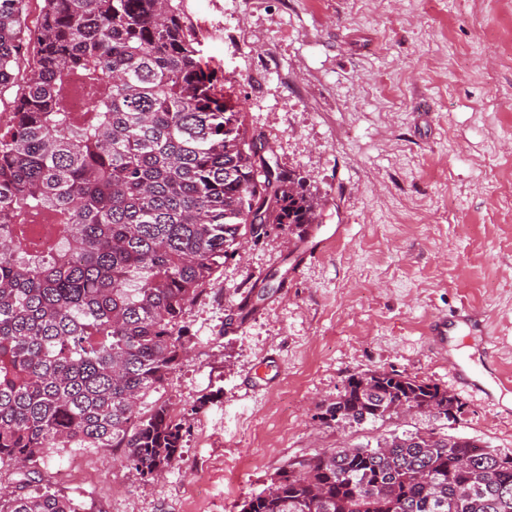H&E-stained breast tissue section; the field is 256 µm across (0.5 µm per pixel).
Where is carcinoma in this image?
Here are the masks:
<instances>
[{"instance_id":"carcinoma-1","label":"carcinoma","mask_w":512,"mask_h":512,"mask_svg":"<svg viewBox=\"0 0 512 512\" xmlns=\"http://www.w3.org/2000/svg\"><path fill=\"white\" fill-rule=\"evenodd\" d=\"M29 3L0 0V91L16 88L0 122V474L16 479L0 512H80L40 461L122 448L145 477L169 467L181 423L146 399L187 354V312L238 239L276 226L301 242L318 201L247 137L181 0H42L33 36ZM402 406L446 422L461 409L375 370L349 377L326 414L344 427ZM240 512H512V451L391 433L288 464Z\"/></svg>"}]
</instances>
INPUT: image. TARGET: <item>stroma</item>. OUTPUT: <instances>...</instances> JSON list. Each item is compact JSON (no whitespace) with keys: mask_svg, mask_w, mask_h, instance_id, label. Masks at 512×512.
Wrapping results in <instances>:
<instances>
[{"mask_svg":"<svg viewBox=\"0 0 512 512\" xmlns=\"http://www.w3.org/2000/svg\"><path fill=\"white\" fill-rule=\"evenodd\" d=\"M201 56L279 165L319 200L325 248L275 228L225 260L186 315L190 353L159 392L179 457L146 478L115 455L57 448L42 469L82 512H240L288 462L394 431L419 411L343 428L323 414L348 376L447 389L452 434L512 451V390L489 399L452 364L485 351L512 374V0H182ZM253 290L246 320L232 314ZM485 336L436 354L461 305ZM277 383L265 388L266 376Z\"/></svg>","mask_w":512,"mask_h":512,"instance_id":"stroma-1","label":"stroma"}]
</instances>
